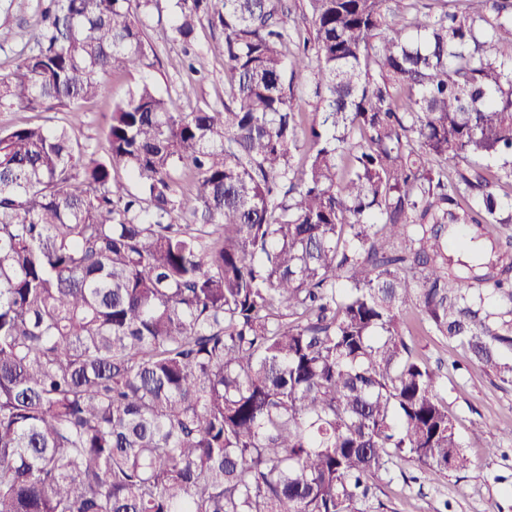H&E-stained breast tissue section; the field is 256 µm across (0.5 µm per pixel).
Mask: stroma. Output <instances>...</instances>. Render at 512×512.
<instances>
[{
	"label": "stroma",
	"mask_w": 512,
	"mask_h": 512,
	"mask_svg": "<svg viewBox=\"0 0 512 512\" xmlns=\"http://www.w3.org/2000/svg\"><path fill=\"white\" fill-rule=\"evenodd\" d=\"M49 0H0V76L11 72L23 51L35 44L41 15ZM129 7L143 22L144 39L153 52L149 65L138 73L108 76L105 90L96 101L77 104L75 109L50 112L0 106V130L31 124L52 128L67 126L76 149L97 157L105 156L104 131L115 104L125 100L138 82L155 86L173 109L188 112L196 107L224 109L228 75L219 47L221 29L201 22L191 44L175 40V13L171 0H129ZM198 61L197 72L182 68L184 56ZM418 356L440 366L442 388L448 410L457 419L458 434L468 444L473 465L459 473L419 469L403 462L378 474L374 483L382 503L381 512H512V383L488 376L468 364L464 353L434 333L412 337ZM481 424L497 435L498 451L470 444L473 424Z\"/></svg>",
	"instance_id": "obj_1"
}]
</instances>
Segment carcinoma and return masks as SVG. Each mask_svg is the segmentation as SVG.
Here are the masks:
<instances>
[{
  "instance_id": "cac0c4a2",
  "label": "carcinoma",
  "mask_w": 512,
  "mask_h": 512,
  "mask_svg": "<svg viewBox=\"0 0 512 512\" xmlns=\"http://www.w3.org/2000/svg\"><path fill=\"white\" fill-rule=\"evenodd\" d=\"M174 6V39L224 31V111L141 82L104 158L0 131V512H376L398 461L468 469L406 313L512 383V0ZM43 22L0 105L152 51L126 0Z\"/></svg>"
}]
</instances>
